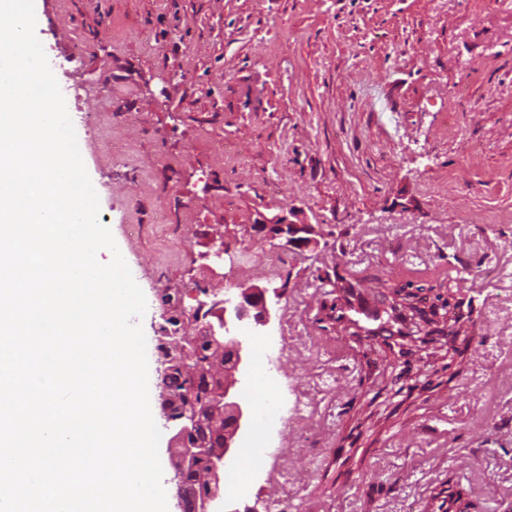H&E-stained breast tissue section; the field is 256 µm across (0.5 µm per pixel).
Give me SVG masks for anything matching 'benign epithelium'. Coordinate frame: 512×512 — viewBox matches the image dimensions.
<instances>
[{
  "label": "benign epithelium",
  "instance_id": "benign-epithelium-1",
  "mask_svg": "<svg viewBox=\"0 0 512 512\" xmlns=\"http://www.w3.org/2000/svg\"><path fill=\"white\" fill-rule=\"evenodd\" d=\"M253 228L283 251H303L317 244L313 225L290 221L286 215L255 224ZM270 292L265 286H253L224 300L217 326L200 320L188 321L178 303L164 305L160 321L153 323L157 347L165 350V355L157 359L156 368L161 388L160 409L165 411L181 404L180 392L170 388L164 380L177 362L190 373L197 371L190 350L203 343L208 348L204 371L213 379L210 399L204 405L186 409L178 419L162 415L164 427L171 434L168 452L173 471L188 467L200 454H208L213 460V465L199 474V483L205 492L189 499L175 491L178 512H240L231 500L221 495L224 469L233 459L249 426V412L238 389L240 378L248 369V358L233 326L241 321H251L257 326L269 324L273 308L268 299ZM271 293L279 297L278 291ZM207 427L224 428L223 447L210 448L199 442H188L187 433Z\"/></svg>",
  "mask_w": 512,
  "mask_h": 512
}]
</instances>
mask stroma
Masks as SVG:
<instances>
[{
  "label": "stroma",
  "instance_id": "35a3bbf8",
  "mask_svg": "<svg viewBox=\"0 0 512 512\" xmlns=\"http://www.w3.org/2000/svg\"><path fill=\"white\" fill-rule=\"evenodd\" d=\"M35 14L48 59L70 32L79 81L108 85L120 115L74 129L146 297L150 397L160 297L194 305L215 238L226 287L283 292L240 388L288 463L259 459L240 512H448V488L475 512H512V0H35ZM132 168L148 180L128 185ZM278 214L315 225L319 247L287 253L251 232ZM269 254L265 280L253 269ZM335 269L369 290L412 271L452 278L480 322L465 372L434 389L441 362L412 376L374 365L321 321ZM285 341L268 371L267 347Z\"/></svg>",
  "mask_w": 512,
  "mask_h": 512
}]
</instances>
